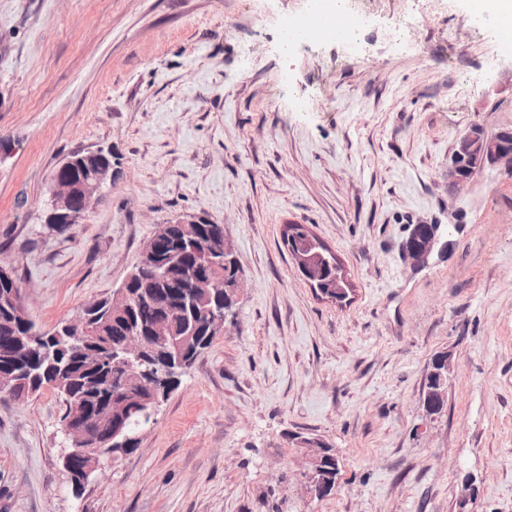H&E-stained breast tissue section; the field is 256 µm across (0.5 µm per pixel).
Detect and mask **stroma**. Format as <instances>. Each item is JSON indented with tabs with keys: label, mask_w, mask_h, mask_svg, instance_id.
I'll use <instances>...</instances> for the list:
<instances>
[{
	"label": "stroma",
	"mask_w": 512,
	"mask_h": 512,
	"mask_svg": "<svg viewBox=\"0 0 512 512\" xmlns=\"http://www.w3.org/2000/svg\"><path fill=\"white\" fill-rule=\"evenodd\" d=\"M359 48L299 38L304 0H0V264L53 330L119 287L158 225L224 227L243 288L224 332L75 496L63 405L0 397V512H512V174L449 189L457 137L512 129V49L473 0H362ZM111 152L80 224L45 222L60 162ZM304 224L340 260L321 296L281 241ZM457 224L416 268L413 225ZM449 359L440 413L423 399ZM300 432L339 476L309 498Z\"/></svg>",
	"instance_id": "obj_1"
}]
</instances>
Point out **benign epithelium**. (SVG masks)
Masks as SVG:
<instances>
[{
  "label": "benign epithelium",
  "instance_id": "obj_1",
  "mask_svg": "<svg viewBox=\"0 0 512 512\" xmlns=\"http://www.w3.org/2000/svg\"><path fill=\"white\" fill-rule=\"evenodd\" d=\"M103 151H76L66 157L58 166L50 185L51 211L46 222L60 231L80 220L89 209L91 202L96 199L102 187L112 182V170L107 166L87 169L82 186L75 185L73 179L65 172L77 169L82 158L99 156ZM486 167H499L512 172V131L488 133L479 126L473 125L462 133L456 140L450 163L448 165V184L457 188L469 182L473 174ZM459 226L448 230L441 229L439 224H416L404 244V252L413 264L421 266L430 262L434 254L442 253L447 247V235L457 231ZM169 225L158 226L155 236L151 237L144 246L139 259V265L149 267L154 257L156 236L165 235ZM317 243L313 240L299 245L298 264L303 278L310 284L328 267V260L316 250ZM203 252L211 266L218 274L205 281L194 278L189 282L194 288H203L216 294L224 290L237 292L241 288L242 279L237 277L231 281L220 274L224 265V256L234 253L232 245L223 237L202 243ZM132 306V299L126 289L121 286L112 291V316L125 314ZM93 305H88L87 312L68 321L64 330L69 335L72 345L82 347L87 338L93 335L89 324L88 311ZM154 335L161 338H172L173 351L166 361L160 365L146 363L147 345L143 337L136 333L129 334L124 342L112 349L106 356L95 359L99 364L120 365L126 368L130 375L131 389L120 390L113 394L111 407L107 413L89 416L79 401L68 404L64 413L63 427L70 440V448L64 460L78 457L84 462L81 468L80 481L82 486H88L95 474L104 464L116 461V451L125 447L128 437L123 433L120 421L124 414L137 410L146 420L153 417L160 403L165 399L164 383L174 374V367L180 365L185 350V338H176L167 321L157 322L153 327ZM110 423L112 428L105 437L93 430L95 423ZM292 440L306 449L307 470L305 472L307 493L316 496L327 491L324 479L328 474L339 471V461L336 455L324 450V442L315 438L299 435Z\"/></svg>",
  "mask_w": 512,
  "mask_h": 512
}]
</instances>
